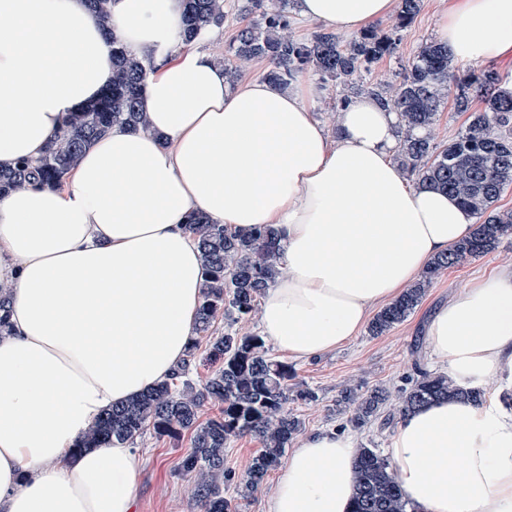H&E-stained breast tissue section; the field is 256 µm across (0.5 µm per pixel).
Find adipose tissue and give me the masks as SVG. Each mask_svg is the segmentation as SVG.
Listing matches in <instances>:
<instances>
[{
	"label": "adipose tissue",
	"mask_w": 512,
	"mask_h": 512,
	"mask_svg": "<svg viewBox=\"0 0 512 512\" xmlns=\"http://www.w3.org/2000/svg\"><path fill=\"white\" fill-rule=\"evenodd\" d=\"M395 0H296L298 15L351 33ZM183 0H0V168L36 161L69 117L112 83V43L150 62L146 129L116 124L55 189L0 196V512H135L141 455L79 452L107 410L184 362L203 258L187 217L276 230L280 274L260 304L264 337L296 360L335 351L393 302L474 215L394 162L397 112L370 95L315 117L314 85L231 83L178 36ZM437 39L462 63L512 54V0H448ZM428 345L479 400L402 416L389 462L419 512H512V263L430 317ZM357 443L303 436L267 512H349Z\"/></svg>",
	"instance_id": "adipose-tissue-1"
}]
</instances>
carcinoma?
Masks as SVG:
<instances>
[{
    "label": "carcinoma",
    "mask_w": 512,
    "mask_h": 512,
    "mask_svg": "<svg viewBox=\"0 0 512 512\" xmlns=\"http://www.w3.org/2000/svg\"><path fill=\"white\" fill-rule=\"evenodd\" d=\"M250 2L256 19L238 29L224 57L232 79L240 78L238 64L258 59L269 63L265 79L282 86L315 69L322 80L334 83L338 108L349 102L352 93L375 96L400 116L397 165L417 180L456 197L476 215L469 237L437 256L416 282L376 314L369 333L379 336L414 312L442 272L493 251L503 238L512 236V211L496 207L502 192L512 185V90L501 86L500 75L493 69L458 83L448 47L436 40L423 43L405 62L397 86L358 84L362 70L397 53L401 32L412 24L420 0H401L387 29H365L347 44L321 30L309 38H295L290 33L293 19L288 0H275L272 6L268 0ZM223 27L224 0H184L181 36L186 42H196ZM112 69V87L66 122L37 164L23 161L0 170V195L25 186L33 175L45 186L59 187L83 151L112 125L142 126L140 98L150 65L114 41ZM454 86L458 111H468L473 98L481 101L482 108L471 113L465 129L454 139L438 146L418 131L428 132L435 125ZM187 226L197 236L205 266L197 331H208L221 314L233 321L250 319L259 298L280 274L275 230L266 225L235 230L212 224L201 213L191 214ZM199 348L200 342L192 340L187 361L171 378L105 412L77 448L134 443L149 430L170 437L190 430L191 448L182 456L180 469L193 477L194 496L203 512H234L232 500L224 496V484L235 477L225 467L227 445L246 433L260 438L262 448L252 458L243 483L248 493L258 490L300 432L301 422L286 410L288 400H314L316 395L294 383V369L268 355L261 337L240 336L230 330L208 337L204 363L212 370L198 388L188 374ZM448 397L476 401L481 392L460 390L447 376L420 370L411 386L397 396L399 412L405 414ZM390 399L387 388L349 389L337 403L344 405L353 427L377 422L383 430L394 418L388 409ZM208 401L219 404L221 412L202 422L200 413ZM352 512H415L379 448H359Z\"/></svg>",
    "instance_id": "1"
}]
</instances>
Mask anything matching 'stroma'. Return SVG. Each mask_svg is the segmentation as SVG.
<instances>
[{
  "label": "stroma",
  "instance_id": "35a3bbf8",
  "mask_svg": "<svg viewBox=\"0 0 512 512\" xmlns=\"http://www.w3.org/2000/svg\"><path fill=\"white\" fill-rule=\"evenodd\" d=\"M441 7V0H421L420 11L403 32L397 54L373 64L363 72V81L399 84L402 61L412 56L422 43L435 39L436 18ZM508 261H512V237L503 239L495 251L441 274L417 309L392 330L373 336L364 329L333 352L294 362L297 383L318 395L317 401H295L288 405L301 420L303 432L351 429L345 416L336 411V401L346 387L394 390L403 385L405 377L413 374L415 368L441 373V366L432 360L426 344L429 314L471 281ZM190 446L191 438L186 432L171 438L149 431L136 441L135 447L144 460L137 512H203L193 495L191 476L179 468L180 459Z\"/></svg>",
  "mask_w": 512,
  "mask_h": 512
}]
</instances>
